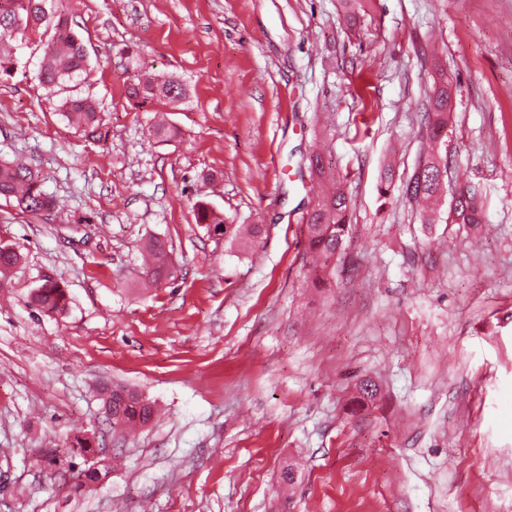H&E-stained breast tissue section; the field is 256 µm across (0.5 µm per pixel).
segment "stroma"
<instances>
[{"instance_id": "obj_1", "label": "stroma", "mask_w": 512, "mask_h": 512, "mask_svg": "<svg viewBox=\"0 0 512 512\" xmlns=\"http://www.w3.org/2000/svg\"><path fill=\"white\" fill-rule=\"evenodd\" d=\"M110 136L87 142L19 52L0 79V156L57 203L0 200V512H512V0H70ZM456 84L448 191L488 227L420 223L401 188L427 86ZM147 74L186 88L130 101ZM165 113L176 134L151 132ZM321 148L349 197L333 275L303 262ZM394 171L381 194L385 168ZM209 203L250 242L197 223ZM164 241L176 273L147 284ZM69 307L30 309L33 289ZM379 386L351 413L360 379ZM154 401L113 444L102 388ZM112 447L75 489L41 455ZM300 465L293 490L286 463ZM452 197L449 213L453 223L483 224L485 219L481 204L480 190L476 185L466 184L460 187ZM28 305L40 313L61 314L68 308V298L57 283H45L30 294Z\"/></svg>"}]
</instances>
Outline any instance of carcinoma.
Returning a JSON list of instances; mask_svg holds the SVG:
<instances>
[{
    "label": "carcinoma",
    "mask_w": 512,
    "mask_h": 512,
    "mask_svg": "<svg viewBox=\"0 0 512 512\" xmlns=\"http://www.w3.org/2000/svg\"><path fill=\"white\" fill-rule=\"evenodd\" d=\"M10 8H0V73L11 74L19 63L18 51L34 32H40V68L38 80L42 86L61 96L60 112L76 124L84 138L95 143L108 140L109 129L104 123L96 102L79 94L77 87L90 74V60L83 39L69 22L68 0H8ZM133 98L163 99L170 103L182 100L186 90L174 79L141 78L130 85ZM453 85L445 74L434 79L428 96L426 112V152L419 161L424 170L421 186H411L406 180L402 194L421 207L423 224H431L440 212L436 205L443 193L448 175V112L452 109ZM13 200L23 212L50 211L55 202L46 193L34 172L13 160H0V198ZM450 214L456 224L478 225L485 216L477 186L466 184L452 197ZM196 221L211 224L214 230H224V214L206 204H195ZM351 224L347 193L341 183L325 190L314 204L306 224L305 265L314 270H327L341 259L350 241ZM144 265L149 281L158 282L174 277L165 247L158 240L145 246ZM28 305L40 313L61 314L68 308L65 290L56 283H45L34 290ZM379 394L377 384L370 378L357 385L352 400V412L357 413L374 403ZM103 403L112 408L108 424L112 437L120 440L124 434L148 424L154 414L151 402L136 390L115 384L105 390Z\"/></svg>",
    "instance_id": "carcinoma-1"
}]
</instances>
